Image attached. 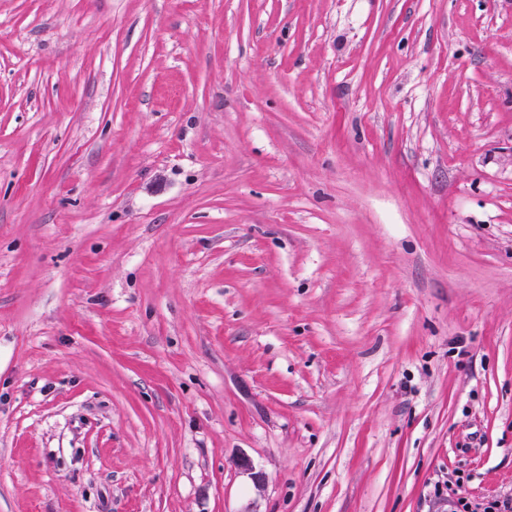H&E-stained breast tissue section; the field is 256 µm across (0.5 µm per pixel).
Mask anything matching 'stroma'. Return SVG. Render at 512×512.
Wrapping results in <instances>:
<instances>
[{
	"label": "stroma",
	"mask_w": 512,
	"mask_h": 512,
	"mask_svg": "<svg viewBox=\"0 0 512 512\" xmlns=\"http://www.w3.org/2000/svg\"><path fill=\"white\" fill-rule=\"evenodd\" d=\"M461 496L512 498V0H0V512Z\"/></svg>",
	"instance_id": "stroma-1"
}]
</instances>
